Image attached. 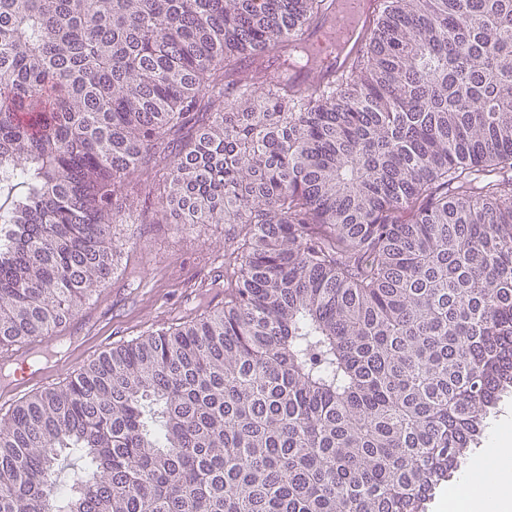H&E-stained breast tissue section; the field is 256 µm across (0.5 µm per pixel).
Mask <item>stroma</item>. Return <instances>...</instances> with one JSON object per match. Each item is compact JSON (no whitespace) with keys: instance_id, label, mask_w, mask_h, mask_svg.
Masks as SVG:
<instances>
[{"instance_id":"obj_1","label":"stroma","mask_w":512,"mask_h":512,"mask_svg":"<svg viewBox=\"0 0 512 512\" xmlns=\"http://www.w3.org/2000/svg\"><path fill=\"white\" fill-rule=\"evenodd\" d=\"M165 195V184L159 177L146 186L130 185L127 221L113 228L114 239L122 249L111 279L75 317L56 330L60 336L89 337L84 361L224 304L221 268L232 228L202 224L180 232L171 224L143 223V213L157 210Z\"/></svg>"}]
</instances>
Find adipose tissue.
<instances>
[{"label": "adipose tissue", "instance_id": "obj_1", "mask_svg": "<svg viewBox=\"0 0 512 512\" xmlns=\"http://www.w3.org/2000/svg\"><path fill=\"white\" fill-rule=\"evenodd\" d=\"M450 497L457 512H512V422L496 427L489 448Z\"/></svg>", "mask_w": 512, "mask_h": 512}]
</instances>
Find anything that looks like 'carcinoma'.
<instances>
[{"label": "carcinoma", "instance_id": "obj_1", "mask_svg": "<svg viewBox=\"0 0 512 512\" xmlns=\"http://www.w3.org/2000/svg\"><path fill=\"white\" fill-rule=\"evenodd\" d=\"M333 2L0 0V346L111 277L132 174L238 226L222 311L0 414V512H425L512 390V0L247 82Z\"/></svg>", "mask_w": 512, "mask_h": 512}]
</instances>
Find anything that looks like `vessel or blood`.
<instances>
[{
  "instance_id": "vessel-or-blood-1",
  "label": "vessel or blood",
  "mask_w": 512,
  "mask_h": 512,
  "mask_svg": "<svg viewBox=\"0 0 512 512\" xmlns=\"http://www.w3.org/2000/svg\"><path fill=\"white\" fill-rule=\"evenodd\" d=\"M378 13V0H336L324 26L304 35L309 47L327 43L334 50L313 67L292 70L295 87L302 90L312 81H332L350 67L367 49ZM59 343L64 348L63 355L46 363L39 362L32 349H1L0 372L9 371L10 377L0 384V396L6 398L22 389L48 383L83 350L82 344L71 336L60 338Z\"/></svg>"
}]
</instances>
